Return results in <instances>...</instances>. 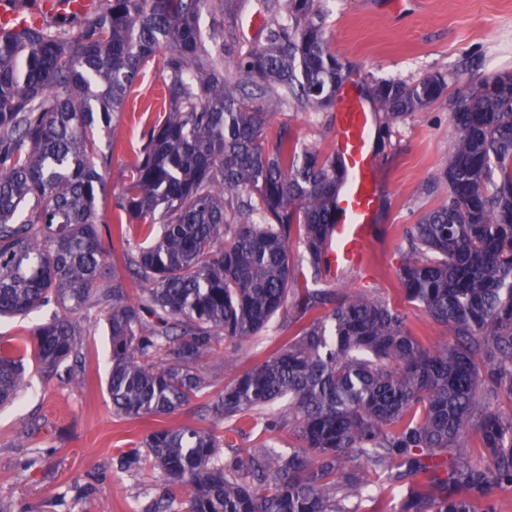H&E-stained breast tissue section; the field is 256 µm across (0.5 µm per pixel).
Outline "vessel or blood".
<instances>
[{
	"label": "vessel or blood",
	"instance_id": "obj_1",
	"mask_svg": "<svg viewBox=\"0 0 512 512\" xmlns=\"http://www.w3.org/2000/svg\"><path fill=\"white\" fill-rule=\"evenodd\" d=\"M94 0H42L29 9L19 0H0V33L42 23L58 14L82 18L92 13ZM338 119L334 151L347 170L344 186L335 201V226L327 249L330 273L343 277L358 267L373 240L382 200L378 166L371 149L375 113L355 83L337 91Z\"/></svg>",
	"mask_w": 512,
	"mask_h": 512
}]
</instances>
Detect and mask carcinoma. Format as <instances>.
I'll return each instance as SVG.
<instances>
[{"instance_id":"1","label":"carcinoma","mask_w":512,"mask_h":512,"mask_svg":"<svg viewBox=\"0 0 512 512\" xmlns=\"http://www.w3.org/2000/svg\"><path fill=\"white\" fill-rule=\"evenodd\" d=\"M211 0H98L88 18L0 36V317L50 304L36 360L85 383L75 315L98 292L112 343L108 393L123 416L170 415L198 398L197 370L221 339L263 335L293 299L299 331L234 374L204 405L214 424L248 416L297 445L224 456L215 428H159L121 461L163 484L150 512H356L370 467L404 483L399 512H496L512 489V82L469 88L437 181L446 202L406 237L403 299L444 326L423 347L383 300L327 287L336 156L263 147L272 111L321 110L345 64L325 44L316 0H258L263 43L204 37ZM235 54L238 78L224 75ZM158 62L168 100L143 133L102 235L97 200L113 131L142 71ZM448 79L375 81L394 123L436 103ZM309 272L294 287V264ZM138 286L133 294L130 285ZM22 350L0 351V410L25 383ZM484 450L477 464L462 452ZM185 490L183 500L175 490Z\"/></svg>"}]
</instances>
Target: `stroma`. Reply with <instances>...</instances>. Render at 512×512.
Returning <instances> with one entry per match:
<instances>
[{
  "mask_svg": "<svg viewBox=\"0 0 512 512\" xmlns=\"http://www.w3.org/2000/svg\"><path fill=\"white\" fill-rule=\"evenodd\" d=\"M326 15L327 46L357 74L362 85L380 79L413 83L443 73L448 89L440 100L410 114L385 134L372 152L381 178L383 205L366 267L342 291L395 305L407 328L426 347L447 338V330L403 300L397 271L407 231L420 216L443 204L447 191L433 180L454 147L453 112L460 90L496 76L512 74V0H319ZM163 76L144 71L112 136L111 186H119L134 164L142 132L158 116ZM336 108L321 112L286 106L270 119L266 146L274 148L280 126L292 142L334 152ZM88 381L75 388L54 372L27 365V381L16 401L0 411V512H145L162 482L159 471L121 467L122 451L139 447L152 430L212 426L200 412L220 394L232 372L267 358L283 337L299 329L279 314L263 336L219 342L200 360L209 386L175 414L127 417L114 414L107 391L112 367L105 309L89 301L78 315ZM232 371H225V359ZM234 451L264 443L287 449L288 431H269L249 423L216 426Z\"/></svg>",
  "mask_w": 512,
  "mask_h": 512,
  "instance_id": "obj_1",
  "label": "stroma"
}]
</instances>
